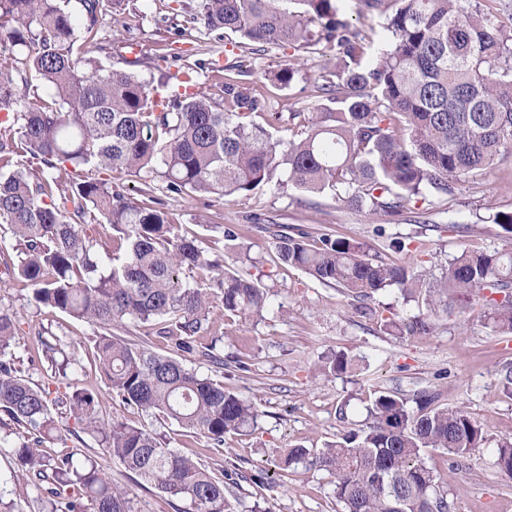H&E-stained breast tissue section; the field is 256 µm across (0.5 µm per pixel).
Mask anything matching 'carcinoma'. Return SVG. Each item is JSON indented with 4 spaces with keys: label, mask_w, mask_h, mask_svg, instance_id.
<instances>
[{
    "label": "carcinoma",
    "mask_w": 512,
    "mask_h": 512,
    "mask_svg": "<svg viewBox=\"0 0 512 512\" xmlns=\"http://www.w3.org/2000/svg\"><path fill=\"white\" fill-rule=\"evenodd\" d=\"M183 15L209 31H225L261 48L329 51L336 70L316 89L333 107L320 112L275 113L291 138L274 137L253 120L264 96L233 77L216 82L211 96L198 90L199 62L174 74L171 95L154 93L133 68L91 55L103 52L100 29L114 0H0V224L16 241L12 255L0 240V263L32 291L37 308H51L97 333L96 357L112 396L147 416H162L224 450V438L257 418L253 405L202 377L173 356L148 348L156 339L174 352L223 363L210 332L212 303L224 314L261 316L270 289L238 271H226L195 237L175 224L155 187L146 181L131 198L91 169L157 175L175 195L232 198L273 186L332 192L345 206L398 216L417 200L441 205L463 176H482L512 154V13L496 0L468 7L460 0H359L363 30L341 13L340 0H174ZM300 69L266 72L286 88ZM40 159L30 171L20 154ZM104 224L124 248L108 265L93 251L87 226ZM278 264L302 269L358 301L399 287L407 302L426 293V312L408 320L368 308L399 336H428L436 321L472 302L489 309L499 333L512 335V250H462L425 289L426 270L413 262L389 264L365 244L325 234L311 241L272 234ZM133 321L148 340L131 345L112 329ZM14 311L0 303V413L25 429L12 445L26 486L41 512H135L133 490L112 483L96 460L53 455L46 443L76 435L68 419L118 459L138 487L188 503L186 512H233L225 479L194 456L168 447L156 433L123 421L105 423L95 393H58L19 375L12 345ZM58 376L77 360L60 339L40 340ZM356 359L323 358L318 370L346 374ZM416 407L395 392L378 393L369 419L340 441L313 450L296 445L277 455L281 470L302 464L333 478L344 512H454L448 483L429 468L423 450L460 461L483 445L482 424L442 402L439 388L414 394ZM497 466L512 476V437L499 440Z\"/></svg>",
    "instance_id": "1"
}]
</instances>
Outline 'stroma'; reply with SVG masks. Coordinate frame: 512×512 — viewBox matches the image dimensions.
<instances>
[{
  "instance_id": "35a3bbf8",
  "label": "stroma",
  "mask_w": 512,
  "mask_h": 512,
  "mask_svg": "<svg viewBox=\"0 0 512 512\" xmlns=\"http://www.w3.org/2000/svg\"><path fill=\"white\" fill-rule=\"evenodd\" d=\"M171 0H122L109 29L112 62L121 65L130 48H137L143 66L137 74L150 78L157 69L174 72L197 62L217 68L240 67L245 87L263 92L265 108L259 122L277 112H312L324 100L314 80L332 68L330 56L301 53L302 68L294 83L281 89L265 84V71L287 64L292 49L256 51L253 44L227 33L215 39L196 23L173 22ZM182 232L202 240L235 269L239 249H247L251 272L269 288L273 306L263 316L240 319L225 315L222 304L213 308V328L204 343H216L224 356L216 365L195 357L186 364L203 376L250 400L258 411L255 428L231 434L223 453L209 450L206 438L182 432L176 424L146 421L141 413L113 399L93 362L97 336L81 321L48 310L37 311L21 296L15 282H0V301L10 305L19 320L14 354L22 376L33 385L56 389L37 340L60 338L75 347L79 366L70 374L73 386L98 396L103 421L150 423L165 435L171 448L193 453L219 469L225 454L242 459V478L230 501L235 512L253 506L267 512H342L332 494L330 478L322 471L275 467L273 449L292 445L321 448L362 423L374 395L394 391L410 397L428 387H442L449 407L466 411L482 422L485 442L470 454L463 470H455L441 451L426 449L428 467L446 474L455 512H512V476L495 464L498 441L512 436V396L501 382L503 367L512 366V336L501 335L481 304L440 320L429 336H394L376 320L363 316L355 301L338 288L324 285L297 268L278 266L265 224H284L306 230L311 237L332 234L372 247L382 260L403 264L411 259L440 273L462 249L503 251L512 239L493 222L496 212L512 211V156L503 157L487 176H466L447 204L430 207L426 221L414 224L408 215L375 216L345 207L329 194L272 187L224 201L222 197H164ZM260 216L254 224L252 216ZM235 226L238 249L224 241L222 230ZM402 250H395L394 242ZM346 352L358 360L356 372L325 379L314 365L321 356ZM266 471L270 483L254 482ZM26 493L11 448L0 447V512H35Z\"/></svg>"
}]
</instances>
